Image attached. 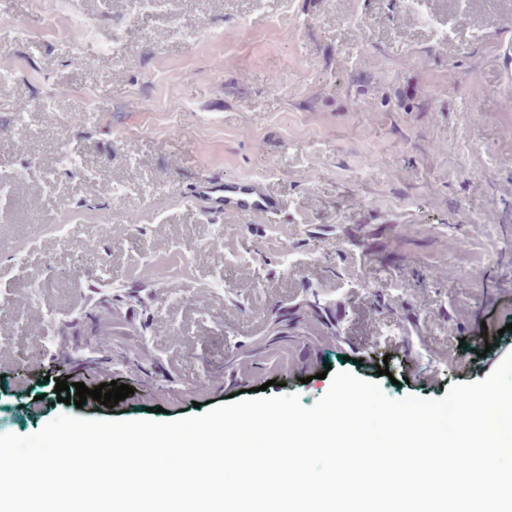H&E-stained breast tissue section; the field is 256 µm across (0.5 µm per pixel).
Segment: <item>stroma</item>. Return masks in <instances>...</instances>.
Here are the masks:
<instances>
[{"instance_id": "stroma-1", "label": "stroma", "mask_w": 512, "mask_h": 512, "mask_svg": "<svg viewBox=\"0 0 512 512\" xmlns=\"http://www.w3.org/2000/svg\"><path fill=\"white\" fill-rule=\"evenodd\" d=\"M125 11L0 7V71L14 75L0 123L27 124L21 149L0 143L17 173L0 195V435L60 414L175 419L260 386L310 406L327 367L392 399H440L512 353V0H424L418 14L400 0H174L132 24ZM254 176L282 214L210 215L194 198L204 178ZM99 275L151 301L112 305L144 338L136 365L90 375L45 349V316H79ZM276 310L296 328L273 365L227 376L225 354L266 336ZM49 375L134 393L79 408L46 391Z\"/></svg>"}]
</instances>
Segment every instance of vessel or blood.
Returning <instances> with one entry per match:
<instances>
[{"label":"vessel or blood","instance_id":"vessel-or-blood-1","mask_svg":"<svg viewBox=\"0 0 512 512\" xmlns=\"http://www.w3.org/2000/svg\"><path fill=\"white\" fill-rule=\"evenodd\" d=\"M194 193L202 206L216 215L269 218L279 215L285 207L284 200L257 177L233 181L205 179L197 184Z\"/></svg>","mask_w":512,"mask_h":512}]
</instances>
